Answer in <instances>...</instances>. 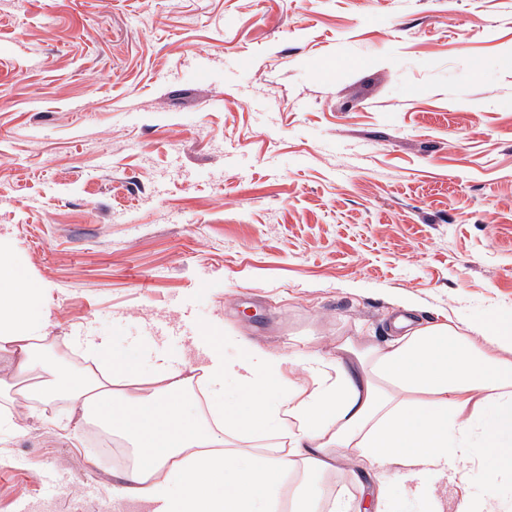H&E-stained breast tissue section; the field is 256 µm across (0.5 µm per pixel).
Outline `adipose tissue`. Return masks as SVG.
<instances>
[{
    "mask_svg": "<svg viewBox=\"0 0 512 512\" xmlns=\"http://www.w3.org/2000/svg\"><path fill=\"white\" fill-rule=\"evenodd\" d=\"M51 294L0 277V351L30 381L7 400L41 392L49 404L60 389L71 417L126 442V494L160 512H388L394 482L439 512L434 477L467 485L486 461L512 469V323H425L407 311L389 341L341 336L335 356L310 354L290 386L279 380L290 358L256 345L226 357L211 331L198 363L149 373L76 335L69 347L85 366L62 383L42 362ZM198 385L207 413L192 418L183 405ZM349 458L360 468L338 474Z\"/></svg>",
    "mask_w": 512,
    "mask_h": 512,
    "instance_id": "ef3b65f1",
    "label": "adipose tissue"
}]
</instances>
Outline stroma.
<instances>
[{"mask_svg": "<svg viewBox=\"0 0 512 512\" xmlns=\"http://www.w3.org/2000/svg\"><path fill=\"white\" fill-rule=\"evenodd\" d=\"M0 240L50 354L185 358L512 316V0H0ZM0 512H143L16 404Z\"/></svg>", "mask_w": 512, "mask_h": 512, "instance_id": "1", "label": "stroma"}]
</instances>
